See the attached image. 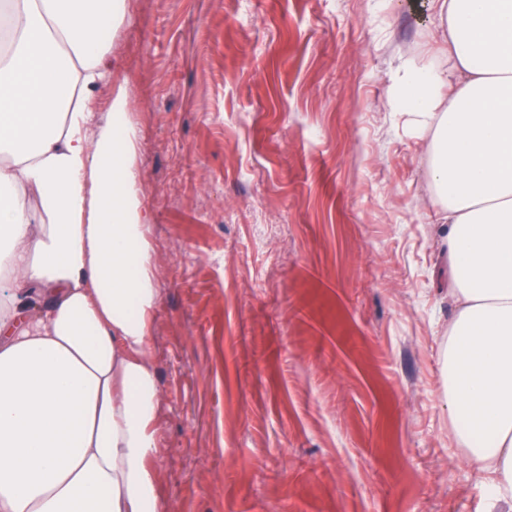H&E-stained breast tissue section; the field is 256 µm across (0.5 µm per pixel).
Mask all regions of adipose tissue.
<instances>
[{"mask_svg": "<svg viewBox=\"0 0 512 512\" xmlns=\"http://www.w3.org/2000/svg\"><path fill=\"white\" fill-rule=\"evenodd\" d=\"M125 0H0V512H163L151 460L157 303L126 102L90 131ZM459 74L412 70L392 106L434 120L431 175L460 301L448 411L477 476L512 500V0H436ZM95 191L86 194V183ZM49 226L34 232L23 188ZM48 297L39 312L32 285Z\"/></svg>", "mask_w": 512, "mask_h": 512, "instance_id": "obj_1", "label": "adipose tissue"}]
</instances>
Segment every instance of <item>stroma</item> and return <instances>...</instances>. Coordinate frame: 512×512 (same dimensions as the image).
<instances>
[{
    "mask_svg": "<svg viewBox=\"0 0 512 512\" xmlns=\"http://www.w3.org/2000/svg\"><path fill=\"white\" fill-rule=\"evenodd\" d=\"M93 87L124 95L151 282L163 512H512L448 414L433 0H125Z\"/></svg>",
    "mask_w": 512,
    "mask_h": 512,
    "instance_id": "obj_1",
    "label": "stroma"
}]
</instances>
